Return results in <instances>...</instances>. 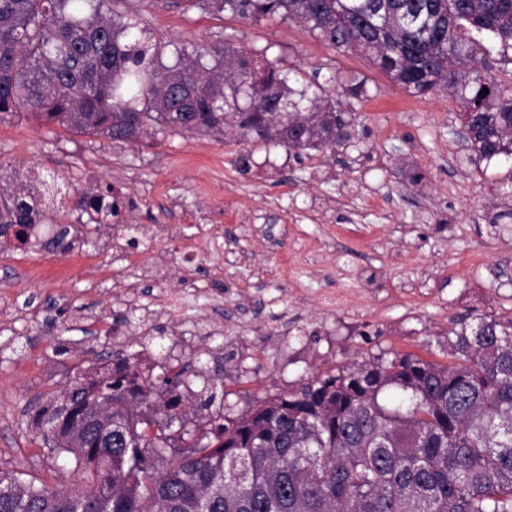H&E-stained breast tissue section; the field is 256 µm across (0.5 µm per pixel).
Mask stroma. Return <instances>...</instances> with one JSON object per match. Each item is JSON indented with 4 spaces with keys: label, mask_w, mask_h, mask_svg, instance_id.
I'll return each mask as SVG.
<instances>
[{
    "label": "stroma",
    "mask_w": 512,
    "mask_h": 512,
    "mask_svg": "<svg viewBox=\"0 0 512 512\" xmlns=\"http://www.w3.org/2000/svg\"><path fill=\"white\" fill-rule=\"evenodd\" d=\"M157 38L234 36L284 67L364 79L357 146L255 152L227 139L159 133L118 145L24 112L0 114V188L58 177L112 189L122 223L83 215L71 250H0V463L78 490L85 475L42 466L35 404L116 352L186 369L191 412L223 386L224 409L294 388L306 374L395 349L448 363L436 336L465 313L512 316V182L480 174L452 130L448 92L410 94L370 59L291 21L253 23L170 0H125ZM423 179L412 183L409 175ZM181 227L171 241L168 225Z\"/></svg>",
    "instance_id": "stroma-1"
}]
</instances>
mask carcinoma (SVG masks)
I'll return each mask as SVG.
<instances>
[{"mask_svg": "<svg viewBox=\"0 0 512 512\" xmlns=\"http://www.w3.org/2000/svg\"><path fill=\"white\" fill-rule=\"evenodd\" d=\"M122 0H0V113L130 144L192 132L265 150L346 149L352 101L268 48L171 45ZM300 24L360 51L414 95L446 90L485 167L512 160V0H186ZM488 93H483V90ZM111 190L73 201L57 178L0 191V245L65 252L77 210L119 214ZM440 364L411 353L318 371L244 414L192 421L187 368L138 382L78 376L28 427L91 483L70 491L0 469V512H512V317L450 319ZM120 438L107 445L106 423Z\"/></svg>", "mask_w": 512, "mask_h": 512, "instance_id": "cac0c4a2", "label": "carcinoma"}]
</instances>
